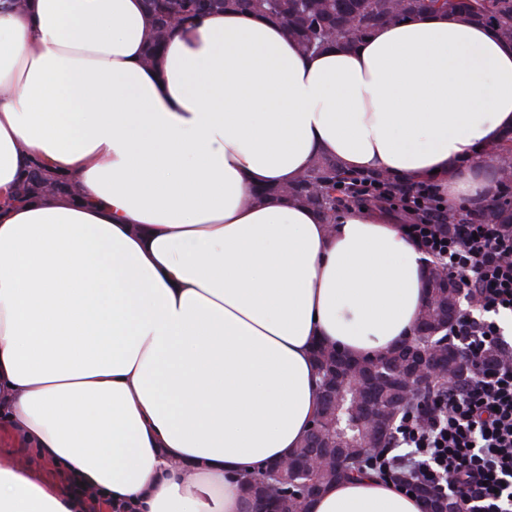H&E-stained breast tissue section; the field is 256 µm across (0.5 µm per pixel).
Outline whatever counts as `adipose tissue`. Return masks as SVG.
<instances>
[{
    "label": "adipose tissue",
    "mask_w": 512,
    "mask_h": 512,
    "mask_svg": "<svg viewBox=\"0 0 512 512\" xmlns=\"http://www.w3.org/2000/svg\"><path fill=\"white\" fill-rule=\"evenodd\" d=\"M145 0H0V512H246L241 479L288 456L319 402L316 344L364 359L414 334L429 260L386 212L334 224L257 190L318 156L496 193L512 44L431 12L301 54L240 11L144 62ZM71 194L18 198L31 167ZM307 512H425L378 474ZM0 461H11L28 468L36 478L52 477L51 468L30 448H4L0 446Z\"/></svg>",
    "instance_id": "1"
}]
</instances>
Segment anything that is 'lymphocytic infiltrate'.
<instances>
[{
    "label": "lymphocytic infiltrate",
    "mask_w": 512,
    "mask_h": 512,
    "mask_svg": "<svg viewBox=\"0 0 512 512\" xmlns=\"http://www.w3.org/2000/svg\"><path fill=\"white\" fill-rule=\"evenodd\" d=\"M351 199L394 208L409 236L481 308L449 330L467 352L468 381L402 415L397 454L375 457L374 467L395 484L458 497L462 512H512V342L498 321L512 314V225L449 223L448 197L435 183L401 186L362 174Z\"/></svg>",
    "instance_id": "lymphocytic-infiltrate-1"
}]
</instances>
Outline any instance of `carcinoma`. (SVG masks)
<instances>
[{"mask_svg":"<svg viewBox=\"0 0 512 512\" xmlns=\"http://www.w3.org/2000/svg\"><path fill=\"white\" fill-rule=\"evenodd\" d=\"M153 17V26L147 40L146 61H151L172 30L194 24L201 17L212 12L241 10L261 15L278 22L289 39L303 53H315L336 42L355 44L375 30L417 17L430 11L464 13L495 28L505 42H512V0H146ZM498 177L502 185L504 200L482 213L486 219H498L506 212L505 206L512 205V168L501 165ZM353 182V173L340 167L330 157L320 156L292 184L276 187L255 196L261 200L266 194L281 196L291 203L315 210L326 223H331L336 211L343 204L339 196L342 189ZM59 189L47 182L38 167H33L20 181L17 191L22 196L41 194ZM449 287L432 290L434 308L427 312L418 325L421 337L413 344L406 343L394 349L401 363L411 365L419 351L428 350L431 342L439 341L448 331L434 329L448 299L453 297L456 282L448 279ZM451 379L460 384L469 376V370L462 367L457 358V346L451 342L444 347ZM314 358L322 372L321 387L331 388L336 377V360L333 349L320 344L314 351ZM448 385L443 379L432 385L418 388L404 399L402 408L418 410L422 398L431 391ZM365 394L372 400L389 408L395 407L401 394L400 388L387 384L362 382L351 376L334 392V401L328 413L318 411L316 419L323 433L324 444L345 455L340 469L334 468L308 471L305 461L310 453L306 446H300L293 453L294 465L278 480H265L253 475L244 481L249 500L266 499L271 502L273 512H301L304 502L288 500L283 502L278 494L288 490L292 482L312 483L316 491L334 481L349 479L364 472L359 452L378 445L383 448L394 446L391 424L380 429L370 425L367 416L356 410L354 398Z\"/></svg>","mask_w":512,"mask_h":512,"instance_id":"1","label":"carcinoma"}]
</instances>
